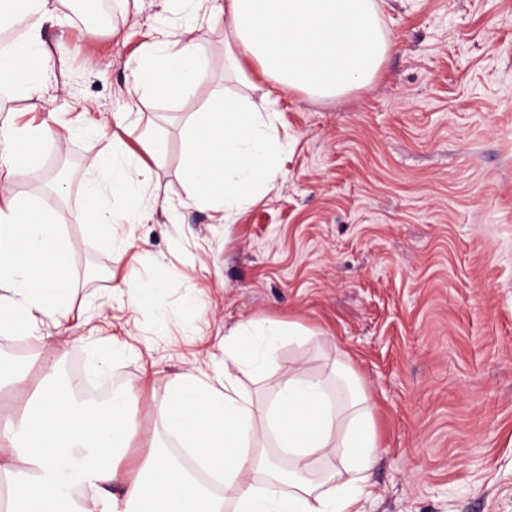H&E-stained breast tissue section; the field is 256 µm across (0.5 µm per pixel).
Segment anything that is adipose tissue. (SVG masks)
I'll use <instances>...</instances> for the list:
<instances>
[{
	"label": "adipose tissue",
	"instance_id": "obj_1",
	"mask_svg": "<svg viewBox=\"0 0 512 512\" xmlns=\"http://www.w3.org/2000/svg\"><path fill=\"white\" fill-rule=\"evenodd\" d=\"M193 15L224 22V71L230 87L213 92L188 124L182 177L188 197L235 223L261 202L281 175L289 141L274 91L333 99L370 85L394 43L378 0H181ZM0 13L26 25L24 38L0 55V93L24 95L38 111L53 56L42 22L54 0H0ZM180 39L151 37L128 62L130 97L161 92L193 99L207 78L192 27ZM269 90H261L260 81ZM79 114L100 135V158L89 168L79 223L107 235L111 252L136 245L129 228L153 214V144L130 147L117 129ZM50 122L0 129V335L29 333L42 319L63 315L72 280L67 242L49 214L4 186L21 146L52 139ZM311 331L270 319L241 322L224 332L226 371L219 384L174 374L154 415L203 467L224 479L215 500L171 455L158 451L127 478L114 465L115 446L131 432L124 400L78 402L71 389L29 393L20 366L0 365V390L23 397L20 415L0 426V488L6 512H363L367 473L379 450L373 408L360 380L341 362L329 374L300 366L276 372L272 354ZM265 379L253 399L238 374ZM277 455H269V448ZM287 466H280L279 456Z\"/></svg>",
	"mask_w": 512,
	"mask_h": 512
}]
</instances>
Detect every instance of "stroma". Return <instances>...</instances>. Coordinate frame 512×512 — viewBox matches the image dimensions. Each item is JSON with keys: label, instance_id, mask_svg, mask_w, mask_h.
Returning a JSON list of instances; mask_svg holds the SVG:
<instances>
[{"label": "stroma", "instance_id": "35a3bbf8", "mask_svg": "<svg viewBox=\"0 0 512 512\" xmlns=\"http://www.w3.org/2000/svg\"><path fill=\"white\" fill-rule=\"evenodd\" d=\"M57 8L44 36L67 50L40 117L138 114L163 165L152 217L117 261L75 219L97 135L61 128L23 149L15 195L47 197L30 164L63 171L53 212L74 279L63 326L0 338V360L23 365L34 387L53 365L62 379L70 364L95 368L94 337L136 345L139 356L107 369L138 424L119 462L130 477L161 434L152 410L174 373L212 381L225 328L295 321L315 335L282 345L273 368L301 358L325 371L344 353L374 403L380 452L365 512H512V0H384L395 48L378 79L334 100L283 94L284 172L233 224L188 202L182 181L184 124L224 86L223 22L196 32L208 77L195 99L133 102L126 64L149 25L179 31L177 0H112L103 15L96 0ZM133 266L156 286L135 311L114 291Z\"/></svg>", "mask_w": 512, "mask_h": 512}]
</instances>
